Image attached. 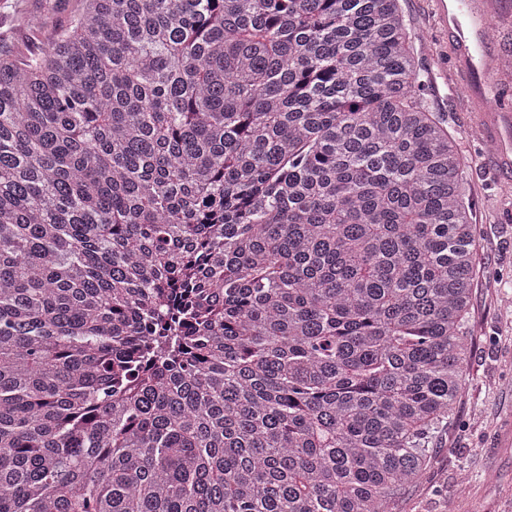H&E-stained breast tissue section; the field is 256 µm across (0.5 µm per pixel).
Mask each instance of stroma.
Segmentation results:
<instances>
[{
    "mask_svg": "<svg viewBox=\"0 0 512 512\" xmlns=\"http://www.w3.org/2000/svg\"><path fill=\"white\" fill-rule=\"evenodd\" d=\"M400 4L410 29L422 37L416 49L424 95L466 160L464 178L480 227V273L493 285L474 291L466 387L433 444L434 464L395 499L392 512H512V447L499 441L501 424L512 417V177L498 174L491 148L472 128L474 114L457 90L460 78L434 26L430 0ZM80 7V0H0V52L35 47L20 23L25 14H46L53 27L63 28Z\"/></svg>",
    "mask_w": 512,
    "mask_h": 512,
    "instance_id": "stroma-1",
    "label": "stroma"
}]
</instances>
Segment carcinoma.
Returning <instances> with one entry per match:
<instances>
[{
	"label": "carcinoma",
	"instance_id": "1",
	"mask_svg": "<svg viewBox=\"0 0 512 512\" xmlns=\"http://www.w3.org/2000/svg\"><path fill=\"white\" fill-rule=\"evenodd\" d=\"M0 54V512H390L479 231L400 0H83Z\"/></svg>",
	"mask_w": 512,
	"mask_h": 512
}]
</instances>
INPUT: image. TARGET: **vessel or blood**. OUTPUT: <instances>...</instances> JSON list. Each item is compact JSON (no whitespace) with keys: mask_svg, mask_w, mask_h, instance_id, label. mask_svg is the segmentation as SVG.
Segmentation results:
<instances>
[{"mask_svg":"<svg viewBox=\"0 0 512 512\" xmlns=\"http://www.w3.org/2000/svg\"><path fill=\"white\" fill-rule=\"evenodd\" d=\"M436 22L454 58L479 131L495 145L501 173L512 172V110L499 106L489 48L497 0H434Z\"/></svg>","mask_w":512,"mask_h":512,"instance_id":"1","label":"vessel or blood"}]
</instances>
